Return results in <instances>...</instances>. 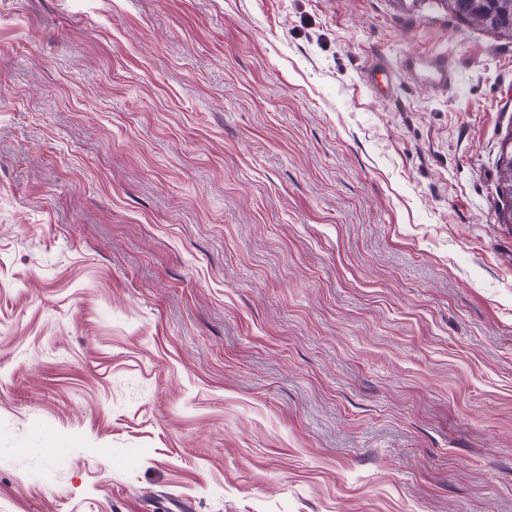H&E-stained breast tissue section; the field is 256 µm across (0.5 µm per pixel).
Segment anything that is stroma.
I'll return each instance as SVG.
<instances>
[{"mask_svg": "<svg viewBox=\"0 0 512 512\" xmlns=\"http://www.w3.org/2000/svg\"><path fill=\"white\" fill-rule=\"evenodd\" d=\"M510 139L446 0H0V512H512ZM400 70L413 78H422L430 86L446 89L453 81V71L444 56H434L422 60L412 54L402 57ZM512 139L501 150L498 171L499 198L502 203L498 210V220L502 224H512ZM510 145V146H509ZM505 148L507 151L505 152Z\"/></svg>", "mask_w": 512, "mask_h": 512, "instance_id": "1", "label": "stroma"}]
</instances>
